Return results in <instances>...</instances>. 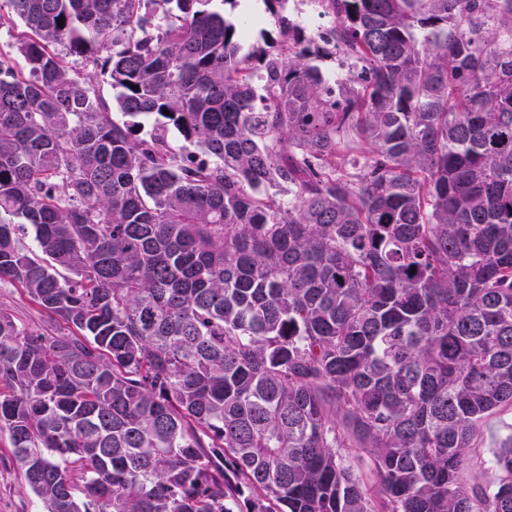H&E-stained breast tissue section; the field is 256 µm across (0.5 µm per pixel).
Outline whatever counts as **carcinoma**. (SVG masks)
<instances>
[{"mask_svg":"<svg viewBox=\"0 0 512 512\" xmlns=\"http://www.w3.org/2000/svg\"><path fill=\"white\" fill-rule=\"evenodd\" d=\"M213 2L0 14V282L63 325L0 309L40 512H512V433L459 480L512 408V0H327L334 85L287 0L251 55ZM504 422H512L510 410L490 416L482 427L483 439L479 447L470 450L467 463L460 472V481L464 485L471 486L481 480V476L490 466V448L506 433Z\"/></svg>","mask_w":512,"mask_h":512,"instance_id":"1","label":"carcinoma"}]
</instances>
